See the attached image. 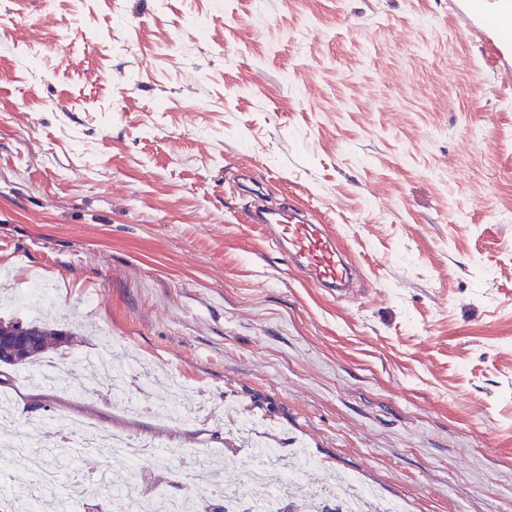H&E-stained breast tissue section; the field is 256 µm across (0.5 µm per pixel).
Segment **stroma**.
<instances>
[{
	"label": "stroma",
	"mask_w": 512,
	"mask_h": 512,
	"mask_svg": "<svg viewBox=\"0 0 512 512\" xmlns=\"http://www.w3.org/2000/svg\"><path fill=\"white\" fill-rule=\"evenodd\" d=\"M449 0H0V270L56 288L60 410L203 454L249 439L405 512H512V93ZM360 269L333 299L246 218L244 176ZM133 416L76 359L101 339ZM256 421L238 435L241 412ZM153 413L160 419L180 421L188 418L192 413V406L189 402H177L170 400L156 403L152 408Z\"/></svg>",
	"instance_id": "obj_1"
}]
</instances>
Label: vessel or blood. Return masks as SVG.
I'll return each instance as SVG.
<instances>
[{
	"label": "vessel or blood",
	"instance_id": "vessel-or-blood-1",
	"mask_svg": "<svg viewBox=\"0 0 512 512\" xmlns=\"http://www.w3.org/2000/svg\"><path fill=\"white\" fill-rule=\"evenodd\" d=\"M464 8L469 15L465 30L471 36L482 39L498 33L502 16L487 0H466ZM250 218L273 250L286 259L289 270L304 282L334 292L350 284L355 270L343 258L335 234L324 225L312 223L297 211L261 205L255 206Z\"/></svg>",
	"mask_w": 512,
	"mask_h": 512
}]
</instances>
